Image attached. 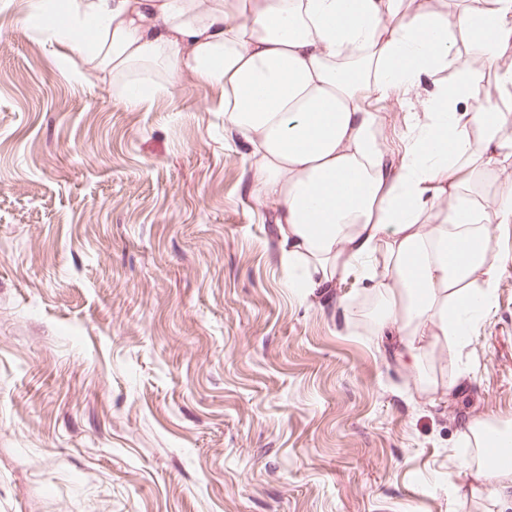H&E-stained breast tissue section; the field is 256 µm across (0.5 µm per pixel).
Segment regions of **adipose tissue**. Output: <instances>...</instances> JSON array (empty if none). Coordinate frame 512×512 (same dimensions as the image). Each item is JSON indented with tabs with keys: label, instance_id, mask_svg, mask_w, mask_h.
Listing matches in <instances>:
<instances>
[{
	"label": "adipose tissue",
	"instance_id": "1",
	"mask_svg": "<svg viewBox=\"0 0 512 512\" xmlns=\"http://www.w3.org/2000/svg\"><path fill=\"white\" fill-rule=\"evenodd\" d=\"M42 30L134 110L186 75L220 89L299 297L370 282L374 335L417 374L467 345L507 262L490 227L512 223V114L479 99H512V0H65ZM393 99L410 114L396 164ZM461 437L512 497V466L491 461L512 420L472 414Z\"/></svg>",
	"mask_w": 512,
	"mask_h": 512
}]
</instances>
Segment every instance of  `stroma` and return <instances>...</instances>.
<instances>
[{
    "instance_id": "35a3bbf8",
    "label": "stroma",
    "mask_w": 512,
    "mask_h": 512,
    "mask_svg": "<svg viewBox=\"0 0 512 512\" xmlns=\"http://www.w3.org/2000/svg\"><path fill=\"white\" fill-rule=\"evenodd\" d=\"M0 0V512H512L466 410L512 417L511 261L441 395L346 280L296 296L216 90L129 109Z\"/></svg>"
}]
</instances>
